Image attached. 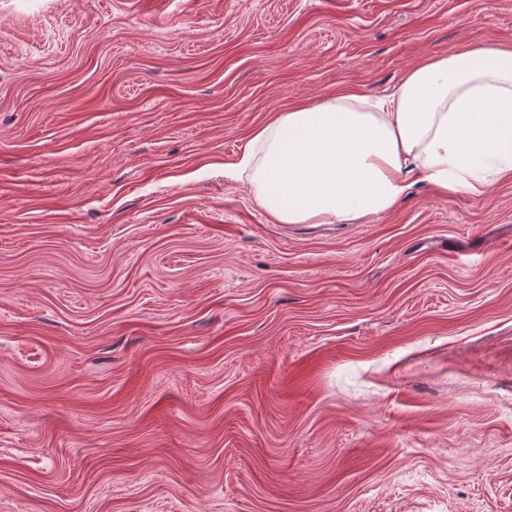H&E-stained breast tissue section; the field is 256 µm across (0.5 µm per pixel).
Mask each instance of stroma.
<instances>
[{"label": "stroma", "mask_w": 512, "mask_h": 512, "mask_svg": "<svg viewBox=\"0 0 512 512\" xmlns=\"http://www.w3.org/2000/svg\"><path fill=\"white\" fill-rule=\"evenodd\" d=\"M512 0H0V512H512V181L276 224L252 130Z\"/></svg>", "instance_id": "35a3bbf8"}]
</instances>
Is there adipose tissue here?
<instances>
[{"instance_id": "ef3b65f1", "label": "adipose tissue", "mask_w": 512, "mask_h": 512, "mask_svg": "<svg viewBox=\"0 0 512 512\" xmlns=\"http://www.w3.org/2000/svg\"><path fill=\"white\" fill-rule=\"evenodd\" d=\"M277 224H349L391 212L424 180L486 194L512 179V45L423 58L392 94L353 85L254 130L238 163Z\"/></svg>"}]
</instances>
